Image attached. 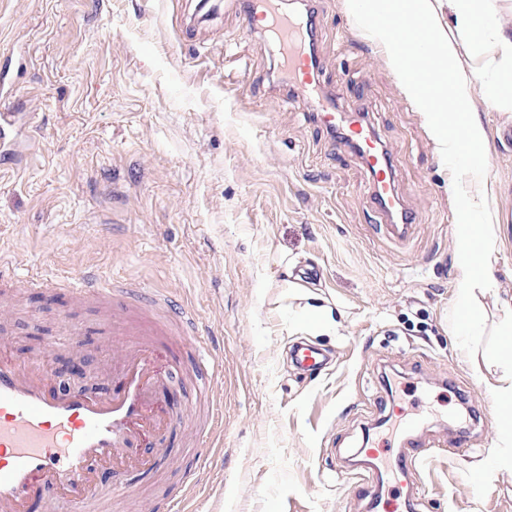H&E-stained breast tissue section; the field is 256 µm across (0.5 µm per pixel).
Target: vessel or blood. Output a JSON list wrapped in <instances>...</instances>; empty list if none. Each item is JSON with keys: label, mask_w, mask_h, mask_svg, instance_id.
Returning a JSON list of instances; mask_svg holds the SVG:
<instances>
[{"label": "vessel or blood", "mask_w": 512, "mask_h": 512, "mask_svg": "<svg viewBox=\"0 0 512 512\" xmlns=\"http://www.w3.org/2000/svg\"><path fill=\"white\" fill-rule=\"evenodd\" d=\"M228 2L253 34L275 47L287 97L310 104L311 123L361 158L387 236L408 240L415 216L396 191L393 152L378 140L367 113L341 110L339 92L326 90L322 81L316 50L318 0H303L304 9L297 14L285 10L282 0ZM385 23L418 59L421 80L429 81V27L412 34L395 17H386ZM67 286L73 298L111 309L113 335L129 342L112 358V389L99 392L58 391L45 363L0 356V512H33L39 504L45 512L57 504L65 512H94L101 498L111 512H122L120 478L132 472L149 475L164 464L170 439L180 427L179 414L167 401L169 367L180 364L184 337L198 333L194 308H169L162 294L139 297L131 285L92 271L68 278ZM193 351L194 379L201 390H212L223 379V364L206 346L194 345ZM291 359L298 369L313 373L327 364L322 350L303 343L292 347ZM441 447L466 451L467 438L426 441L409 430L399 446L383 442L363 449L358 496L378 501L382 485L376 475L383 467L409 478L418 463ZM102 469L111 470L114 478L105 489L97 485Z\"/></svg>", "instance_id": "1"}]
</instances>
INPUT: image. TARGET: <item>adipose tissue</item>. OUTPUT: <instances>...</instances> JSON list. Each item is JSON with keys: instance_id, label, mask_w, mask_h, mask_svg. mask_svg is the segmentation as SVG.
Here are the masks:
<instances>
[{"instance_id": "ef3b65f1", "label": "adipose tissue", "mask_w": 512, "mask_h": 512, "mask_svg": "<svg viewBox=\"0 0 512 512\" xmlns=\"http://www.w3.org/2000/svg\"><path fill=\"white\" fill-rule=\"evenodd\" d=\"M486 0H344L346 9L361 8L362 28L381 44L385 59L396 70L408 93L428 111L430 132L441 158L457 167L467 165L466 148L485 142L481 126L459 114L456 131H449L446 112L449 101L463 102L470 98L472 80L461 75L460 45L450 38L443 18L452 14L455 27L475 42L483 41L494 26V17L485 6ZM392 12L412 29L429 25L431 79L422 82L414 58L402 47L390 27L376 24V17ZM482 184H475L472 197L466 198L459 210V220L467 229L457 236L459 311L455 317V333L462 346H469L474 325L480 318L475 304V291L493 285L491 270L497 261L498 229L492 220Z\"/></svg>"}]
</instances>
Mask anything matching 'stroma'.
Wrapping results in <instances>:
<instances>
[{
	"label": "stroma",
	"instance_id": "35a3bbf8",
	"mask_svg": "<svg viewBox=\"0 0 512 512\" xmlns=\"http://www.w3.org/2000/svg\"><path fill=\"white\" fill-rule=\"evenodd\" d=\"M321 12L323 80L398 151L397 189L416 217L406 243L380 229L354 151L316 130L306 104L271 95L277 59L224 0H0V55L21 63L8 104L32 135L0 156V261L22 279L93 267L162 289L194 306L223 359L203 398L183 365L171 393L184 426L157 473L129 476L130 512L178 500L210 406L224 431L188 512H369L336 454L416 412L424 438L470 433L467 452L439 451L418 471L419 512H512V446L494 406L512 363L498 336L512 317V148L500 140L512 111L478 92L468 106L488 139L499 253L495 287L477 294L479 335L462 349L455 195L469 177L442 163L381 47L348 44L342 0ZM311 305L330 312L331 331L307 325ZM65 311L82 341L49 347ZM0 343L19 358L84 360L73 388L107 383L115 348L97 307L29 288L0 297ZM299 343L327 354L321 376L292 363ZM492 459L498 469L470 484Z\"/></svg>",
	"mask_w": 512,
	"mask_h": 512
}]
</instances>
